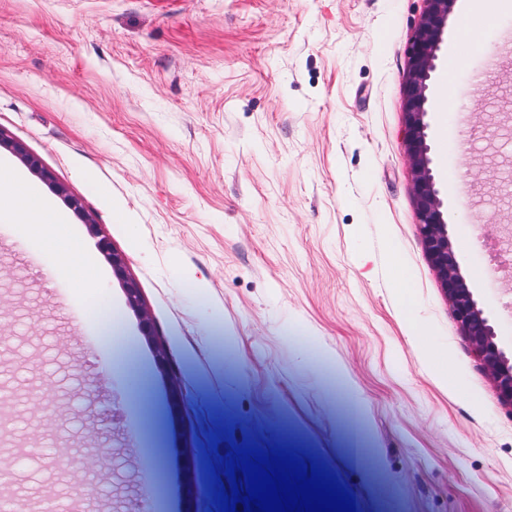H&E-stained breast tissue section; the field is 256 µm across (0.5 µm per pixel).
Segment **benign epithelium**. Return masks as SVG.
I'll return each mask as SVG.
<instances>
[{"label": "benign epithelium", "mask_w": 512, "mask_h": 512, "mask_svg": "<svg viewBox=\"0 0 512 512\" xmlns=\"http://www.w3.org/2000/svg\"><path fill=\"white\" fill-rule=\"evenodd\" d=\"M455 2L426 0V9L415 27L403 88L404 143L413 171V197L426 258L437 271L463 336L490 375L499 403L512 410V358L507 357L494 341V329L460 272L427 142V92L438 68V52Z\"/></svg>", "instance_id": "1"}]
</instances>
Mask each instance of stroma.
<instances>
[{"mask_svg":"<svg viewBox=\"0 0 512 512\" xmlns=\"http://www.w3.org/2000/svg\"><path fill=\"white\" fill-rule=\"evenodd\" d=\"M467 2L430 86L428 142L461 273L512 357V0H491L474 46L457 35ZM424 6L0 0V133L54 179L4 146L0 162L54 201L98 267L90 287L47 278L51 252L0 223V455L17 472L0 500L212 512L225 469L208 460L249 439L314 456L357 512L377 498L392 512H512V411L425 258L402 143ZM451 58L486 74L479 89L458 75L455 106L442 100ZM326 351L349 386L331 382ZM90 384L118 411L97 427L82 415ZM17 445L31 455L12 457Z\"/></svg>","mask_w":512,"mask_h":512,"instance_id":"1","label":"stroma"}]
</instances>
